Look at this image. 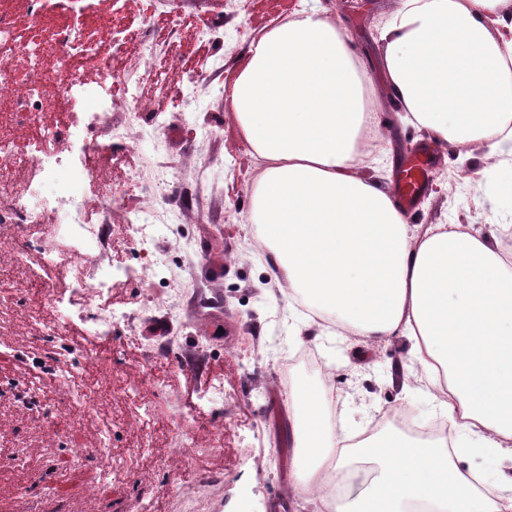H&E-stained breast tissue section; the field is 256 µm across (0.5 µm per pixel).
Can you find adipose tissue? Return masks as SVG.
Returning <instances> with one entry per match:
<instances>
[{
    "label": "adipose tissue",
    "mask_w": 512,
    "mask_h": 512,
    "mask_svg": "<svg viewBox=\"0 0 512 512\" xmlns=\"http://www.w3.org/2000/svg\"><path fill=\"white\" fill-rule=\"evenodd\" d=\"M504 0H399L381 32L387 89L405 121L466 149L512 158V17ZM231 108L260 164L249 223L305 326L370 348L406 339L405 379L423 384L448 437L385 429L361 441L329 421L323 388L288 395L301 459L293 495L324 512H512V475L467 457L512 458V257L468 224L411 228L390 193L359 176L381 152L373 80L318 7L254 43ZM369 475L331 500L327 471Z\"/></svg>",
    "instance_id": "1"
}]
</instances>
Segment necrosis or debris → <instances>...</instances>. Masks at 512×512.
Wrapping results in <instances>:
<instances>
[{"label":"necrosis or debris","mask_w":512,"mask_h":512,"mask_svg":"<svg viewBox=\"0 0 512 512\" xmlns=\"http://www.w3.org/2000/svg\"><path fill=\"white\" fill-rule=\"evenodd\" d=\"M41 52L39 40L18 44L15 28L0 21V99L11 104L5 118L10 125L37 129L21 146L0 138V237L20 242L13 267L0 272V313L10 298L18 296L20 284L39 278L56 265L58 254L53 243L66 247L75 268L66 291L50 286L44 289L46 303L57 310L54 320H44L41 307H29L28 317L39 333L33 339V347L19 354L24 370L0 374V412L25 414L42 449L41 464L30 473L24 470L30 449L19 437H12L8 453L0 454V464H10L23 473L21 512H44L42 490L62 481L59 459H67L72 471L96 473L97 485L81 490L83 497L94 499L99 486L125 476L120 462L127 456L139 459L136 477L145 482L163 466L171 468L173 477H180L189 466L191 454L187 448H171L157 456L145 447H113L114 431L108 423L100 428L97 441L76 448L67 431L52 427L60 418L81 423L97 403L95 387L78 380L75 364L82 348L70 334L72 316H79L91 335L109 337L126 324L127 315L102 308L97 302L99 296L110 291L117 274L113 265L88 257L89 246L101 241L107 225L87 222L85 203L80 197H51L45 192L47 185L63 175L75 182L92 177L95 155L86 139L91 126L112 110V84L107 78L111 67L103 65L104 77L92 88L75 77L60 82L62 101L81 118L45 128L39 124V87L52 75L34 66ZM48 211L58 215V223L41 224V215Z\"/></svg>","instance_id":"necrosis-or-debris-1"}]
</instances>
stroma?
<instances>
[{"instance_id":"stroma-1","label":"stroma","mask_w":512,"mask_h":512,"mask_svg":"<svg viewBox=\"0 0 512 512\" xmlns=\"http://www.w3.org/2000/svg\"><path fill=\"white\" fill-rule=\"evenodd\" d=\"M311 0H96L79 22L70 10L48 0L49 22L96 34L122 45L115 72L137 81L139 102L116 95L111 112L93 133L100 150L96 171L76 184L60 178L51 193L103 201L122 188L112 208L115 238H130L127 211L168 210V223L152 233V249L167 264L155 270L126 248L114 259L113 245L95 247L105 262H119L131 333L112 339L73 337L101 354L98 372L112 383L113 421L149 408L151 448L171 447L167 421L181 394L173 380L188 378L196 393L211 384L224 390V429L214 433L199 420L189 445L224 482L209 496L206 512H295L288 496L300 464L288 418L290 381L306 382L305 364L281 372L282 356L299 346L314 348L334 373L336 399L347 405L352 423L367 428L390 408L403 406L422 425L436 421L433 403L415 384H404L401 365L407 345L373 348L367 357L333 336L297 335L288 298L262 259L263 245L246 216L258 167L231 110L227 90L244 66L248 49L265 29L309 6ZM398 0H320L321 7L356 46L377 93L385 130L382 164L362 167L366 177L393 189L400 168L420 149L431 153L429 182L406 219L412 225L471 224L481 233L512 225V194L505 174L487 168V145L470 146V158L408 125L381 74L384 45L380 26ZM164 30H156V22ZM138 112L139 140L113 134ZM156 303L145 304L148 291ZM223 365L216 374L215 365ZM134 390L127 400L126 390Z\"/></svg>"}]
</instances>
